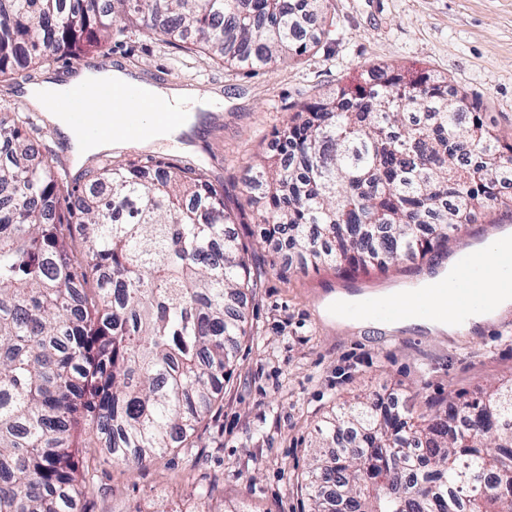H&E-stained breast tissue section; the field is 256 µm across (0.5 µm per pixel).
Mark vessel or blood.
<instances>
[{
	"mask_svg": "<svg viewBox=\"0 0 512 512\" xmlns=\"http://www.w3.org/2000/svg\"><path fill=\"white\" fill-rule=\"evenodd\" d=\"M42 108L65 112L73 130L90 138L114 127L134 137L146 125L176 127L182 121L180 113L128 84H106L93 93L71 88L60 94L48 88L42 93ZM452 258L454 279L432 277L428 294L394 301L368 291L358 301L337 302L334 311L340 319L361 321L382 332L408 315L424 321L449 315L463 323L472 311L491 304L498 293H512V244L500 248L489 264L481 263L465 246L456 248Z\"/></svg>",
	"mask_w": 512,
	"mask_h": 512,
	"instance_id": "obj_1",
	"label": "vessel or blood"
}]
</instances>
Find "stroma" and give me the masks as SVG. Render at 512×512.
<instances>
[{
    "label": "stroma",
    "mask_w": 512,
    "mask_h": 512,
    "mask_svg": "<svg viewBox=\"0 0 512 512\" xmlns=\"http://www.w3.org/2000/svg\"><path fill=\"white\" fill-rule=\"evenodd\" d=\"M328 12L333 24L316 53L255 71L185 53L134 26L88 58L34 71L37 80L58 79L103 60L152 83L220 93L224 109L192 135V150L171 142L154 155L206 167L223 185L240 211L233 230L251 267L262 272L245 303L253 333L241 339L233 374L183 446L128 469L94 449L88 432L79 433V470L94 486L81 512H310L308 467L324 416L360 395L421 410L512 383V328L498 323L456 336L338 325L327 312L345 287L338 270H299L264 242L243 204L247 168L270 150L272 129L379 64L448 77L512 142V0H330Z\"/></svg>",
    "instance_id": "stroma-1"
}]
</instances>
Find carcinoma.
<instances>
[{
  "mask_svg": "<svg viewBox=\"0 0 512 512\" xmlns=\"http://www.w3.org/2000/svg\"><path fill=\"white\" fill-rule=\"evenodd\" d=\"M327 2L0 0V76L76 57L129 23L257 69L317 49ZM302 111L280 131L284 157L246 187L266 234L303 266L386 271L512 206L498 188L512 143L445 78L376 66ZM23 124L0 118V512H75L91 493L75 428L128 468L186 441L250 335L229 301L258 283L205 168L109 159L75 196ZM413 419L369 396L326 418L313 512H512V385ZM343 429L352 448L331 450ZM394 473L401 487L380 486Z\"/></svg>",
  "mask_w": 512,
  "mask_h": 512,
  "instance_id": "carcinoma-1",
  "label": "carcinoma"
}]
</instances>
